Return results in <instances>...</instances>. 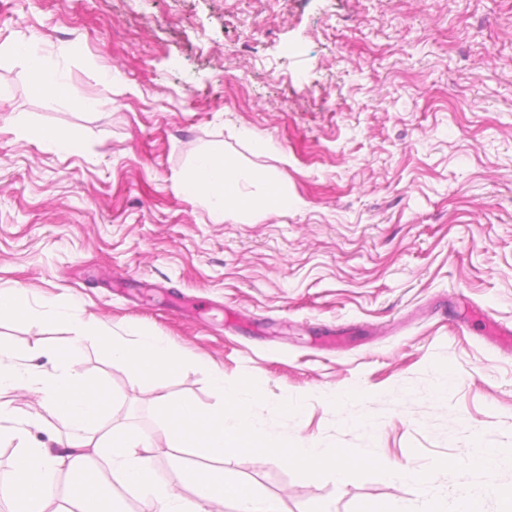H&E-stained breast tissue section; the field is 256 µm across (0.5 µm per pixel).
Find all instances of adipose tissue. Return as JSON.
Here are the masks:
<instances>
[{"instance_id": "ef3b65f1", "label": "adipose tissue", "mask_w": 512, "mask_h": 512, "mask_svg": "<svg viewBox=\"0 0 512 512\" xmlns=\"http://www.w3.org/2000/svg\"><path fill=\"white\" fill-rule=\"evenodd\" d=\"M180 189L198 200L217 224L230 213L249 219L283 213L297 204L279 178L218 151L197 155L183 174ZM42 317L77 322L82 333L57 352L55 370L45 373L0 346V422H7V435L19 443L10 470L0 474V499L9 503V512H112L119 486L158 503L161 512H223L228 502L235 503L237 512H282L277 498L227 479L225 457L260 454L289 461L307 476L329 471L340 483L356 478L368 462L361 448L291 445L273 430L255 428L245 410L249 391L225 386L222 370L210 372L220 395L211 407L164 393L158 377L176 373L182 358L154 333L141 330L133 341L115 340L111 330L87 320L82 304L72 298L45 306ZM85 339L105 345L113 365L135 373L150 390L169 447L188 448L209 460V467L201 469L178 454L173 458L175 471L192 485L193 497L182 496L172 484L159 480L149 458L134 454V447L145 439L132 428L114 424L106 385L70 370L73 350ZM23 390L39 393L51 413L72 430L65 450L27 445L24 427L12 424L14 398Z\"/></svg>"}]
</instances>
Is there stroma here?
Instances as JSON below:
<instances>
[{"instance_id":"obj_1","label":"stroma","mask_w":512,"mask_h":512,"mask_svg":"<svg viewBox=\"0 0 512 512\" xmlns=\"http://www.w3.org/2000/svg\"><path fill=\"white\" fill-rule=\"evenodd\" d=\"M23 42L69 93L35 94L26 60L0 54V289L34 310L0 320L1 346L54 371L80 327L40 313L74 297L114 336L169 341L183 365L166 393L216 404L215 367L289 443L367 450L344 484L225 458L284 512H424L389 465L443 496L480 491L466 449L512 448V346L481 319L512 327V0H0V45ZM18 118L76 151L17 140ZM213 148L276 174L297 207L212 223L179 184ZM72 367L105 382L172 481L139 378L92 339ZM14 407L32 443H65L39 396Z\"/></svg>"}]
</instances>
